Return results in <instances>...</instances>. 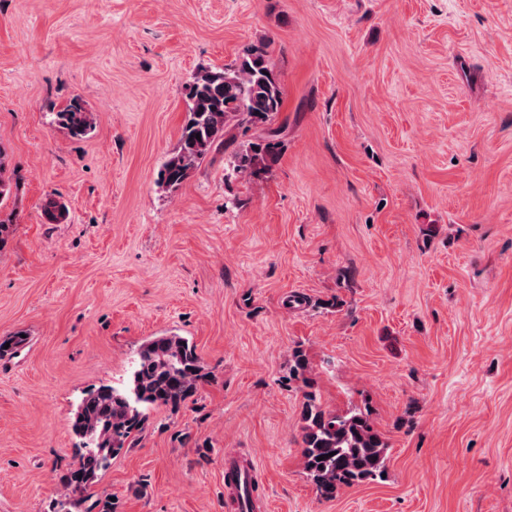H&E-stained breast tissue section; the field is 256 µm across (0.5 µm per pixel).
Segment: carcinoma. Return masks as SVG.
Returning a JSON list of instances; mask_svg holds the SVG:
<instances>
[{
    "mask_svg": "<svg viewBox=\"0 0 512 512\" xmlns=\"http://www.w3.org/2000/svg\"><path fill=\"white\" fill-rule=\"evenodd\" d=\"M283 96L267 43L248 48L224 66L200 68L187 86L179 147L158 170V184L178 188L208 155L223 151L228 153L232 174H257L258 163L275 159L283 147L278 140L283 127H273ZM54 122L71 136L82 138L93 129L94 116L75 96L55 113ZM258 126L265 127L264 135L230 149L232 130ZM132 363L128 387L135 391L136 401L128 398V387L121 385H101L82 393L71 429L76 436L94 439L93 450L80 451L77 462L60 477L63 490L55 512H117L118 503L109 496L94 495L89 488L113 458L138 445L153 410L179 409L209 377L196 347L176 334L144 341ZM288 381L298 382L302 391L299 447L303 469L319 496L333 499L343 487L382 478L388 442L368 412L325 408L300 348L292 353ZM322 455L326 459L317 460Z\"/></svg>",
    "mask_w": 512,
    "mask_h": 512,
    "instance_id": "1",
    "label": "carcinoma"
}]
</instances>
